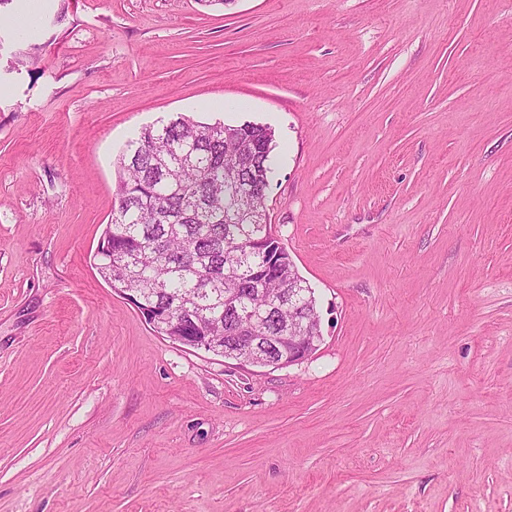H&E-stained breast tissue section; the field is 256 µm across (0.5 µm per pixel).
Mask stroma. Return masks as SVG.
Listing matches in <instances>:
<instances>
[{
  "label": "stroma",
  "instance_id": "obj_1",
  "mask_svg": "<svg viewBox=\"0 0 512 512\" xmlns=\"http://www.w3.org/2000/svg\"><path fill=\"white\" fill-rule=\"evenodd\" d=\"M0 31V512H512V0H13ZM177 113L272 128L302 363L172 344L95 269L117 155Z\"/></svg>",
  "mask_w": 512,
  "mask_h": 512
}]
</instances>
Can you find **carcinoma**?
<instances>
[{
    "label": "carcinoma",
    "instance_id": "cac0c4a2",
    "mask_svg": "<svg viewBox=\"0 0 512 512\" xmlns=\"http://www.w3.org/2000/svg\"><path fill=\"white\" fill-rule=\"evenodd\" d=\"M274 132L257 123L230 125L194 120L181 113L142 127L117 160L116 203L94 265L112 289L142 295L147 304L177 311L188 301L195 317L193 347L216 324L241 325L243 306L272 307L277 298L264 288L298 282V270L285 246L278 265L243 234H267L279 243L270 224H232L224 203L233 188L224 180L234 173L253 188L249 207L265 211ZM273 315L251 336L283 334Z\"/></svg>",
    "mask_w": 512,
    "mask_h": 512
}]
</instances>
